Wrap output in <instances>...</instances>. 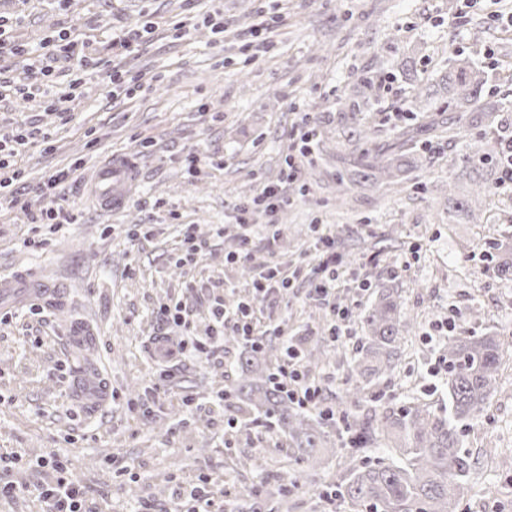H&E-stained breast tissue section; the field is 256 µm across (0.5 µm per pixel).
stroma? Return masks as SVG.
Segmentation results:
<instances>
[{"label":"stroma","mask_w":512,"mask_h":512,"mask_svg":"<svg viewBox=\"0 0 512 512\" xmlns=\"http://www.w3.org/2000/svg\"><path fill=\"white\" fill-rule=\"evenodd\" d=\"M510 12L512 0L472 7L463 0H0V16L19 19L16 34L26 46L65 28L96 43L101 57L131 79L128 92L117 95L108 79L80 75L65 121L41 97L0 94V137L24 125L52 137L50 150L32 143L18 161L28 186L75 161L86 164L62 192L31 196L26 209L0 210V275L50 280L67 299L59 311L0 307V456L22 457L0 480L50 482L52 472L38 463L54 452L84 486L90 512H170L177 485L201 473L220 502L268 480L288 494L270 499L264 512H351L328 493L378 450L335 440L321 468L295 462L285 436L222 397L236 377L241 343L203 363L178 361L172 375L161 376L151 345L162 333L155 312L182 294L191 275L231 283L227 305L250 295L242 266L225 261L244 247L234 205L284 183L302 122L335 147L336 96L358 94L364 69L378 75L380 109L368 118L379 141L421 120L404 111L410 86L401 64L426 78L457 56L491 57L498 66L484 92L501 90L512 75V28L496 17ZM144 22L150 34L132 52L113 55V31ZM260 22L268 44L255 54L245 44ZM429 145L435 165L411 174L403 193L366 186L339 199L334 167L318 159L286 183L290 206L273 218L260 209L250 216L258 235L247 265L290 273L314 264L316 227L326 224L336 233L337 306L353 313L369 307L372 293H354L360 280L400 290L402 357L394 374L370 387L369 409L440 405L447 339L429 330L450 307L477 311L459 326L466 334L512 331V282L486 271L482 257L486 241L498 235L499 214L512 211V190L493 187L488 220L449 223L448 172L460 168L470 144L452 148L434 138ZM191 152L199 158L192 172L184 162ZM121 156L135 162V178L126 205L106 212L82 181L88 170ZM58 209L72 224L54 230L31 221L33 213ZM182 224L193 225L205 244L192 270L175 260ZM393 224L400 244L380 252ZM306 293V283L297 281L293 294L265 310L282 338L321 340L328 327V307ZM73 320L92 328L90 349L65 343ZM323 349L315 375L334 408L355 344L324 342ZM502 351L499 384L481 420L461 436L477 460L463 512H512V477L499 466L502 455L512 454V342L504 341ZM87 361L107 366L111 395L95 408L77 396L76 369ZM231 418L236 428L228 427Z\"/></svg>","instance_id":"obj_1"}]
</instances>
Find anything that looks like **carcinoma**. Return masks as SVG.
Wrapping results in <instances>:
<instances>
[{
	"instance_id": "carcinoma-1",
	"label": "carcinoma",
	"mask_w": 512,
	"mask_h": 512,
	"mask_svg": "<svg viewBox=\"0 0 512 512\" xmlns=\"http://www.w3.org/2000/svg\"><path fill=\"white\" fill-rule=\"evenodd\" d=\"M411 82L408 111L430 113L423 131L448 143L480 127V147L468 158L461 176L468 181L466 195L448 207V223L476 224L489 209L490 177L505 178L502 156L512 141V122L503 113L512 112V101L490 102L483 90L489 80L486 66L469 58L456 59L434 81L406 73ZM370 97L358 100L346 93L336 98V125L347 129L336 143V194L345 187L382 184L400 193L407 175L430 168L435 156L431 149L418 148L412 131H401L390 145L374 142L370 125L357 114L371 111ZM486 268L498 277L512 279V231L486 244ZM399 295L389 288L360 315L366 334L357 348L352 372L358 379L343 391L346 404L361 405L364 386L374 379L393 374L401 357L398 345L404 327ZM502 340L497 333L485 336L448 335V403L434 408L414 404L403 411L384 407L381 411L354 417L346 432L355 443L377 444L396 436L389 461L354 469L340 484V495L357 510L369 512H457L468 494L467 482L475 464L472 453L461 448L460 430L485 412L495 390L502 365ZM240 375L230 390L246 411L270 420V426L288 437L297 461L314 468L323 464L321 450L330 432L325 423L312 419L273 383L272 373L262 367L259 353L248 348L239 358Z\"/></svg>"
}]
</instances>
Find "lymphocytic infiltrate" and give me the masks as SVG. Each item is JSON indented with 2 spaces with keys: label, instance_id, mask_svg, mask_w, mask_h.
Listing matches in <instances>:
<instances>
[{
  "label": "lymphocytic infiltrate",
  "instance_id": "obj_1",
  "mask_svg": "<svg viewBox=\"0 0 512 512\" xmlns=\"http://www.w3.org/2000/svg\"><path fill=\"white\" fill-rule=\"evenodd\" d=\"M62 60L75 62L80 68L105 73L113 84L119 85L125 81L124 74L113 69L110 61L93 57L86 39L65 30L44 38L35 50L33 70L46 95L54 93L52 76L56 63ZM33 137V132L24 128L10 142L0 141V206L13 207L19 202L16 193L10 192L9 187L12 182L21 180L22 172L13 168L12 162L26 152ZM320 242L322 247L318 253L316 274L308 280V296L327 305L331 302L339 278V262L333 232L328 230L322 233ZM293 286V279L283 276L278 268H266L255 277L251 295L231 310L224 304L223 292L217 286H210L208 334L202 339L190 335L194 313L181 301L161 305L158 316L163 324L187 331V338L176 348L180 354L187 352L200 359L207 357L210 350L223 346L224 334L228 331L247 345L258 348L263 345L268 333L261 320L264 304L276 300ZM273 382L298 406L318 411L328 419H335V410L324 404L321 384L309 376L295 352H288L283 358L273 374ZM42 463L56 473L53 482L36 489L42 512H86L84 491L72 479L63 462L50 455L43 458Z\"/></svg>",
  "mask_w": 512,
  "mask_h": 512
}]
</instances>
